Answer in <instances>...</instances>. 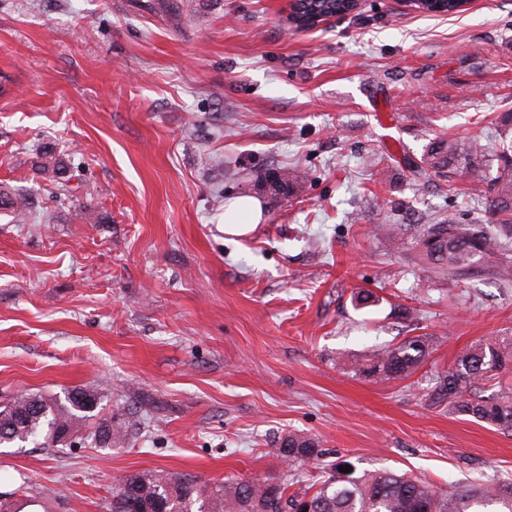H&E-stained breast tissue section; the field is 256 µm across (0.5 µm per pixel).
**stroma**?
<instances>
[{
    "label": "stroma",
    "instance_id": "stroma-1",
    "mask_svg": "<svg viewBox=\"0 0 512 512\" xmlns=\"http://www.w3.org/2000/svg\"><path fill=\"white\" fill-rule=\"evenodd\" d=\"M289 0H0V399L97 389L145 427L119 448H0V492L106 512L130 473L281 476L274 444L444 488L512 479V431L430 407L466 346L512 336V288L435 277L408 242L445 214L483 224L479 173L414 181L403 152L480 139L512 113V0L438 15L359 0L302 28ZM53 148L70 193L33 171ZM307 169L294 196L271 177ZM263 205L246 236L224 206ZM395 216L405 247L374 237ZM369 291L373 302H359ZM412 311L402 318L400 307ZM429 335L411 379L344 361ZM30 202L22 190L0 186V211L15 214L17 217L29 215ZM320 440L315 436L304 433H289L283 437L275 448L276 455L284 462L288 463V467L297 464L315 463L322 456V450L319 449Z\"/></svg>",
    "mask_w": 512,
    "mask_h": 512
}]
</instances>
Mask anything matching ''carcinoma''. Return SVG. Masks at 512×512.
<instances>
[{
	"mask_svg": "<svg viewBox=\"0 0 512 512\" xmlns=\"http://www.w3.org/2000/svg\"><path fill=\"white\" fill-rule=\"evenodd\" d=\"M349 0H307L311 12L345 14ZM494 127L498 150L491 154L478 139L462 142L447 136L433 140L419 160L406 165L420 179L479 171L489 187L486 212L492 224L462 225L451 216L425 224L415 237L416 259L439 275L464 278L488 263L503 285L512 284V113L498 116ZM62 160L45 151L37 171L62 173ZM30 202L23 191L0 186V211L29 215ZM431 352L425 336H413L350 362L355 374L379 383L411 378ZM512 373V336L479 341L457 355L448 371L436 378L427 397L433 405L479 423L512 430V392L478 395L480 384L502 381ZM102 396L95 390L75 388L59 397L49 393L19 394L0 408V446L36 443L43 448H63L80 437L97 448L125 444L141 428L140 416L127 409L119 415L96 418ZM93 426H88L90 420ZM288 466L314 463L322 456L320 440L290 433L276 448ZM288 478L201 482L188 474L132 473L119 480L107 512H473L493 506V512H512V482L502 480L464 488L450 483L436 490L426 481L394 471L338 469L308 486L291 490Z\"/></svg>",
	"mask_w": 512,
	"mask_h": 512,
	"instance_id": "1",
	"label": "carcinoma"
}]
</instances>
